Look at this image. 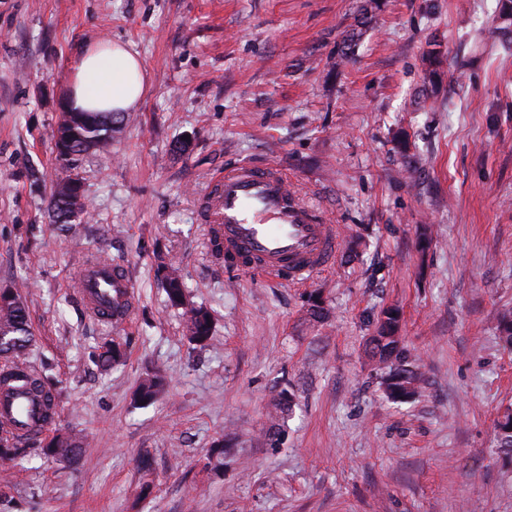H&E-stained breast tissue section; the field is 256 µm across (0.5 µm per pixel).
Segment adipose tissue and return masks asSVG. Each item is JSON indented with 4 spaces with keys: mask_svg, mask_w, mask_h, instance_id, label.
<instances>
[{
    "mask_svg": "<svg viewBox=\"0 0 512 512\" xmlns=\"http://www.w3.org/2000/svg\"><path fill=\"white\" fill-rule=\"evenodd\" d=\"M147 90L142 60L124 43L103 39L75 54L64 103L75 112H126Z\"/></svg>",
    "mask_w": 512,
    "mask_h": 512,
    "instance_id": "ef3b65f1",
    "label": "adipose tissue"
}]
</instances>
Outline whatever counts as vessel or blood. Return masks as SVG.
I'll list each match as a JSON object with an SVG mask.
<instances>
[{
	"label": "vessel or blood",
	"instance_id": "vessel-or-blood-1",
	"mask_svg": "<svg viewBox=\"0 0 512 512\" xmlns=\"http://www.w3.org/2000/svg\"><path fill=\"white\" fill-rule=\"evenodd\" d=\"M204 220L224 244L225 256L262 278L300 284L330 266L339 247L335 225L288 186V174L271 164L226 168L204 210ZM79 299L95 320L125 322L135 307L128 273L107 261H86ZM41 409L21 389L0 384V423L19 434L41 428Z\"/></svg>",
	"mask_w": 512,
	"mask_h": 512
}]
</instances>
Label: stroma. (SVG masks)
Listing matches in <instances>:
<instances>
[{"instance_id": "35a3bbf8", "label": "stroma", "mask_w": 512, "mask_h": 512, "mask_svg": "<svg viewBox=\"0 0 512 512\" xmlns=\"http://www.w3.org/2000/svg\"><path fill=\"white\" fill-rule=\"evenodd\" d=\"M363 3L0 0V285L22 283L27 358L60 392L23 466L0 476V512H512V453L496 445L512 408L498 330L512 315V35L499 0H379L360 27ZM102 38L139 54L149 88L109 152L66 170L51 135L70 62ZM239 162L282 165L336 224L330 268L291 286L212 256L207 194ZM70 174L89 212L50 223ZM90 256L133 281L120 328L79 303ZM164 259L212 313L204 346L183 337ZM386 307L422 374L402 402L367 347ZM117 334L126 357L101 367ZM156 370L163 391L136 405ZM70 432L76 462L42 455Z\"/></svg>"}]
</instances>
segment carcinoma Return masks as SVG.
<instances>
[{
  "label": "carcinoma",
  "mask_w": 512,
  "mask_h": 512,
  "mask_svg": "<svg viewBox=\"0 0 512 512\" xmlns=\"http://www.w3.org/2000/svg\"><path fill=\"white\" fill-rule=\"evenodd\" d=\"M127 112H66L60 120L56 132L59 139L54 142L56 158L65 166L73 165L79 157L94 151L104 152L112 143L114 133L126 121ZM87 200L84 193H76L67 183L55 189L49 200V213L55 224H73L86 214ZM160 272L166 294L171 305H186L185 287L180 269L175 264H160ZM184 337L193 344H203L210 338L212 317L203 306H192L183 310ZM0 333L7 341L0 342V372L16 376V366L21 362L30 346L33 336L29 325L27 309L20 298L0 305ZM369 346L378 362L389 368L385 378V391L395 401L405 400L418 391L421 373L408 362V355L399 336V320L394 311L385 309L377 320L376 334L369 338ZM125 356L122 342L107 343L99 354L102 365H117ZM32 390L41 396L47 406L43 421L51 418L55 408L57 393L54 385L42 372L34 370L26 376ZM165 385L160 374L144 380L135 392L134 402L145 405L153 402ZM499 446L512 449V411L503 415L497 423ZM79 440L69 435L54 436L42 448V454L60 461L72 462L76 458ZM26 449L21 447V439L8 427L0 425V460H8L18 465L24 459Z\"/></svg>",
  "instance_id": "cac0c4a2"
}]
</instances>
